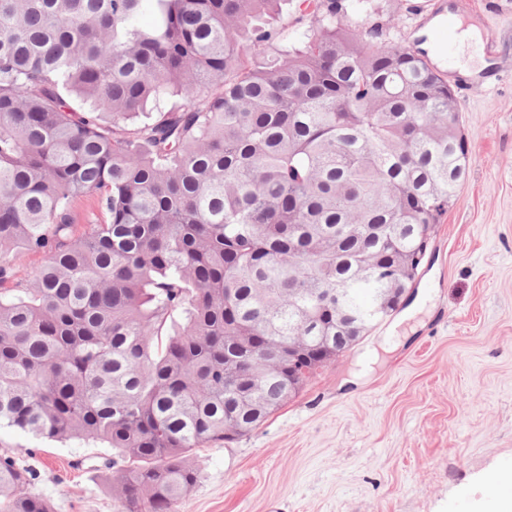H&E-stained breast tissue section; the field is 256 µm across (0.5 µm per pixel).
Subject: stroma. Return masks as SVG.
I'll return each mask as SVG.
<instances>
[{"label": "stroma", "mask_w": 512, "mask_h": 512, "mask_svg": "<svg viewBox=\"0 0 512 512\" xmlns=\"http://www.w3.org/2000/svg\"><path fill=\"white\" fill-rule=\"evenodd\" d=\"M451 11L498 55L487 81L436 65L474 161L435 227L424 310L375 325L246 436L196 449L179 512H479V488L512 467V0H364L349 23L412 47ZM5 453L54 512H121L104 444L4 427Z\"/></svg>", "instance_id": "35a3bbf8"}]
</instances>
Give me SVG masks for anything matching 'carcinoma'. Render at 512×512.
<instances>
[{
  "label": "carcinoma",
  "instance_id": "1",
  "mask_svg": "<svg viewBox=\"0 0 512 512\" xmlns=\"http://www.w3.org/2000/svg\"><path fill=\"white\" fill-rule=\"evenodd\" d=\"M280 2L0 0V426L106 444L122 512H177L191 451L285 405L321 368L291 336L370 320L472 163L425 52L360 0L284 39ZM31 484L0 455V512H52ZM73 211L75 215L74 224H78V231L83 230V224H91L90 221L102 218L100 211L96 208V203L93 197L75 202L73 205ZM15 272L19 279L33 280L39 268L44 262L41 254H23L15 258Z\"/></svg>",
  "mask_w": 512,
  "mask_h": 512
}]
</instances>
